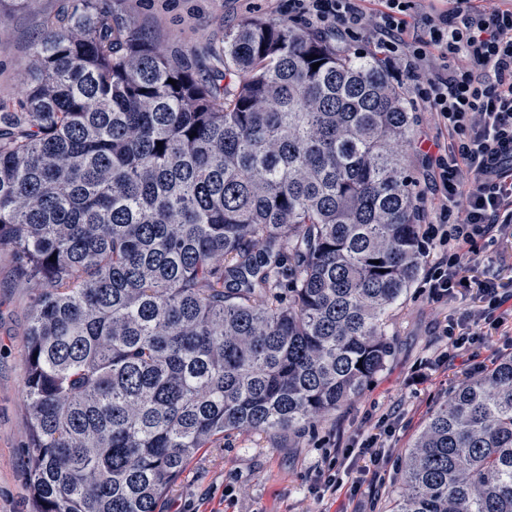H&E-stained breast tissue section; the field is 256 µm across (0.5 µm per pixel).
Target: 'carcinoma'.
Returning <instances> with one entry per match:
<instances>
[{"label":"carcinoma","mask_w":512,"mask_h":512,"mask_svg":"<svg viewBox=\"0 0 512 512\" xmlns=\"http://www.w3.org/2000/svg\"><path fill=\"white\" fill-rule=\"evenodd\" d=\"M216 57L70 0L0 113V251L42 285L37 512H155L198 449L300 435L390 356L423 258L405 92L287 20L246 19ZM400 472L390 512H512V356L430 411Z\"/></svg>","instance_id":"obj_1"}]
</instances>
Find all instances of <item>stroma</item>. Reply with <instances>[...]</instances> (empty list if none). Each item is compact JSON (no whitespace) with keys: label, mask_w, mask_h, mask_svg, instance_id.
Segmentation results:
<instances>
[{"label":"stroma","mask_w":512,"mask_h":512,"mask_svg":"<svg viewBox=\"0 0 512 512\" xmlns=\"http://www.w3.org/2000/svg\"><path fill=\"white\" fill-rule=\"evenodd\" d=\"M112 12L146 28L166 53L188 51L193 62L213 65V50L224 35L246 18L288 17V0H112ZM67 0H0V104L12 106L25 96L24 67L29 44L44 17L60 15ZM465 288L450 299L431 300L425 278H418L391 313V353L385 368L336 413L292 442H271L257 433H240L226 442L200 449L184 473L158 501L156 512H357L360 501L385 512L390 492L401 475L388 464L379 482L339 472L342 486L333 496L318 497L311 487L325 453L358 446L374 434L386 415L399 412L393 438L403 454L437 403L465 379L487 373L512 354V338L500 331L469 349L451 353L443 363L435 354L445 343L444 331L460 314L486 308L476 285L496 279L512 292V239L482 249L479 261L463 260ZM36 285L18 281L13 257L0 251V512H32L31 491L21 455L29 437L25 397V325Z\"/></svg>","instance_id":"1"}]
</instances>
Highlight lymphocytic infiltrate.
Wrapping results in <instances>:
<instances>
[{
    "label": "lymphocytic infiltrate",
    "mask_w": 512,
    "mask_h": 512,
    "mask_svg": "<svg viewBox=\"0 0 512 512\" xmlns=\"http://www.w3.org/2000/svg\"><path fill=\"white\" fill-rule=\"evenodd\" d=\"M412 0H288V12L337 37L370 38L412 89L436 133L419 149L429 167L440 251L426 281L432 300L461 287L463 258L512 237V7L452 0L417 16Z\"/></svg>",
    "instance_id": "1"
}]
</instances>
